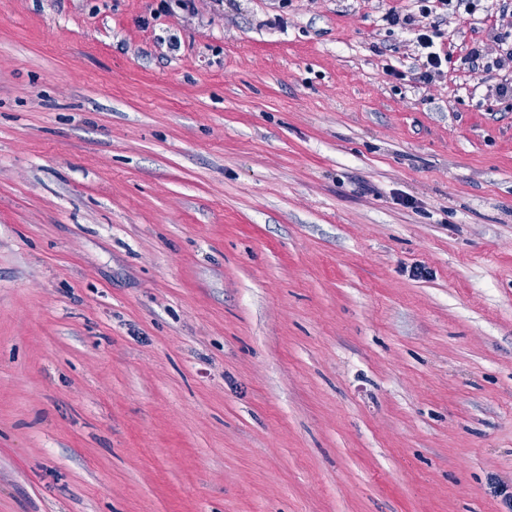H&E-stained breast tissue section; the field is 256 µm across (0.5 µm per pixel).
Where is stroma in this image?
Instances as JSON below:
<instances>
[{
  "mask_svg": "<svg viewBox=\"0 0 512 512\" xmlns=\"http://www.w3.org/2000/svg\"><path fill=\"white\" fill-rule=\"evenodd\" d=\"M0 0V512H512L498 0ZM386 20L393 26L403 28H406L407 25L413 26L411 29L416 35V43L420 48V69L424 80L429 81L434 75L442 72L443 67L448 63V52L442 50V48H437L434 40L437 36L430 24H420L423 21L415 20V18L409 14L401 15L397 11L386 14ZM416 22L418 23L416 24Z\"/></svg>",
  "mask_w": 512,
  "mask_h": 512,
  "instance_id": "stroma-1",
  "label": "stroma"
}]
</instances>
